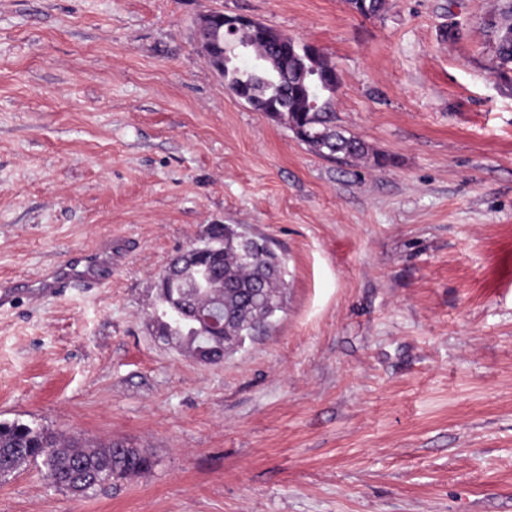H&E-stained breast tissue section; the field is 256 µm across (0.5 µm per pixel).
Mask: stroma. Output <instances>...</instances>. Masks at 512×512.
<instances>
[{"label": "stroma", "instance_id": "1", "mask_svg": "<svg viewBox=\"0 0 512 512\" xmlns=\"http://www.w3.org/2000/svg\"><path fill=\"white\" fill-rule=\"evenodd\" d=\"M503 2L0 0V280L107 236L123 254L105 287L0 310V421L151 460L81 496L28 464L0 512H512ZM212 11L315 45L370 157L324 158L235 97L195 48ZM210 224L266 237L286 280L217 364L152 319Z\"/></svg>", "mask_w": 512, "mask_h": 512}]
</instances>
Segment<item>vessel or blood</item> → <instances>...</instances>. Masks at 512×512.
<instances>
[{
	"label": "vessel or blood",
	"instance_id": "1",
	"mask_svg": "<svg viewBox=\"0 0 512 512\" xmlns=\"http://www.w3.org/2000/svg\"><path fill=\"white\" fill-rule=\"evenodd\" d=\"M113 257L112 245L108 242L72 256L41 276L40 291L53 294L73 285L83 288L101 287L100 271L111 265Z\"/></svg>",
	"mask_w": 512,
	"mask_h": 512
}]
</instances>
